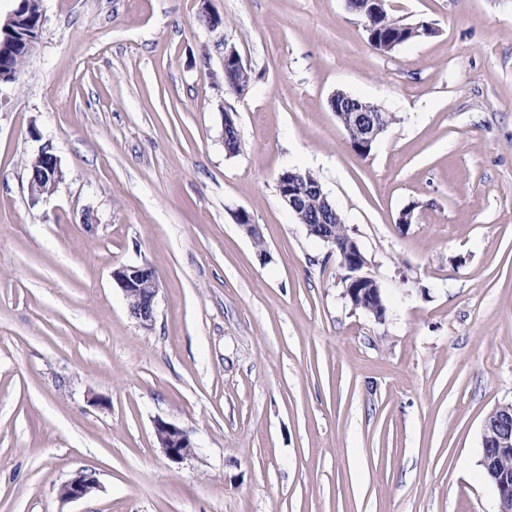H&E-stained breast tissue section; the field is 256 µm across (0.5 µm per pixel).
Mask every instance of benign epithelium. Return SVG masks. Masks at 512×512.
<instances>
[{"instance_id":"7a95c632","label":"benign epithelium","mask_w":512,"mask_h":512,"mask_svg":"<svg viewBox=\"0 0 512 512\" xmlns=\"http://www.w3.org/2000/svg\"><path fill=\"white\" fill-rule=\"evenodd\" d=\"M338 117L345 122L349 130L351 144L362 151L372 148L388 128L383 112L377 106L362 115L342 112ZM45 161L53 165L49 170V177L51 188L54 189L62 181L63 171L60 159L49 142L42 144L30 159L32 164ZM278 182L281 200L287 207L297 212V215H302L306 202L313 194L326 200V212H332V204L327 202L323 187L311 184L308 181V172L292 169L280 177ZM319 239L329 245L332 250L339 252L344 271L354 273L349 286L343 289V296L352 309L372 313L377 321H383L382 289L379 283L365 272V268L369 266V260L357 239H337L336 233L326 223L320 230ZM112 280L122 291L131 317L141 327L150 328L155 321L160 291L159 279L153 265L147 261L120 265L112 270ZM488 432L493 433L494 442L489 445L485 443L487 437H482L484 440L482 447L486 448V451L482 455L480 464L497 486L498 512H512V474L504 465L505 457L512 449V403L498 406L494 409L493 416L485 418L483 433ZM154 435L159 448L171 463L179 465L194 456V443L184 428L157 420L154 424ZM97 486V479L81 472L61 486L60 495L65 500H79L88 496Z\"/></svg>"}]
</instances>
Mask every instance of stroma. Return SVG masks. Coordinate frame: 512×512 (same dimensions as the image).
<instances>
[{"mask_svg":"<svg viewBox=\"0 0 512 512\" xmlns=\"http://www.w3.org/2000/svg\"><path fill=\"white\" fill-rule=\"evenodd\" d=\"M41 5L0 84V512H498L480 459L512 403V0H390L437 33L387 53L346 0H209L214 30L199 0ZM338 92L395 117L368 156ZM47 141L64 177L35 202ZM287 168L353 230L384 322L280 200ZM144 260L148 329L111 277ZM159 419L193 457L164 456ZM81 472L98 488L62 499ZM223 68L225 67H233L236 69H227L224 72V86L227 87L229 90L235 92L237 89L238 91H241L243 88L249 89V86L251 84L252 76L250 69L247 71H243L245 69H248L247 64L243 61V58L239 54V52L232 46L228 47L225 46L224 48V58L222 61ZM239 95H242L245 93L243 91L242 93L235 92ZM154 435L159 448L171 463L179 465L194 456V443L184 428L157 420L154 424Z\"/></svg>","mask_w":512,"mask_h":512,"instance_id":"35a3bbf8","label":"stroma"}]
</instances>
